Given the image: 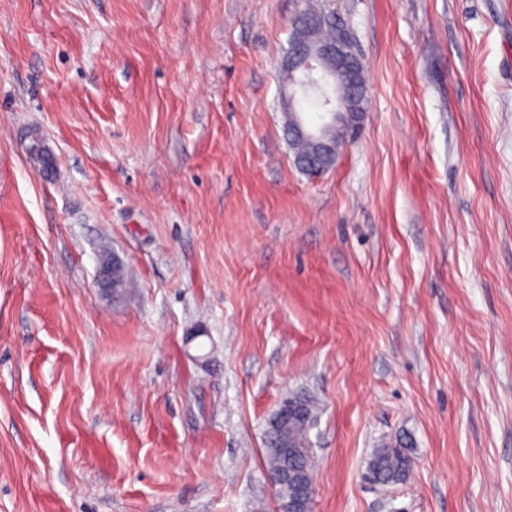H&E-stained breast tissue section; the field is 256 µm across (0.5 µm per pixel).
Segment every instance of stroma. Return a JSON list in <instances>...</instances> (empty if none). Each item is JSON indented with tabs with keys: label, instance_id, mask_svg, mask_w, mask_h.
<instances>
[{
	"label": "stroma",
	"instance_id": "1",
	"mask_svg": "<svg viewBox=\"0 0 512 512\" xmlns=\"http://www.w3.org/2000/svg\"><path fill=\"white\" fill-rule=\"evenodd\" d=\"M304 1L368 77L318 176L280 105ZM294 393L312 512H512V0H0V512H277ZM123 267L122 259L115 253L106 254L101 256L96 284L100 290L107 296L112 294V274L115 273L119 268ZM115 283L114 295H121L126 288H129L130 282L128 278V272L125 268L117 271L113 277ZM294 400L299 416L292 417L288 424L268 425L266 436V471L270 480L276 481L285 465L282 449L278 445L283 439L309 446V431L315 421L316 409L313 402L302 395L288 398ZM413 462L401 445H383L372 455L368 469L378 483L388 485L403 480L411 471Z\"/></svg>",
	"mask_w": 512,
	"mask_h": 512
}]
</instances>
